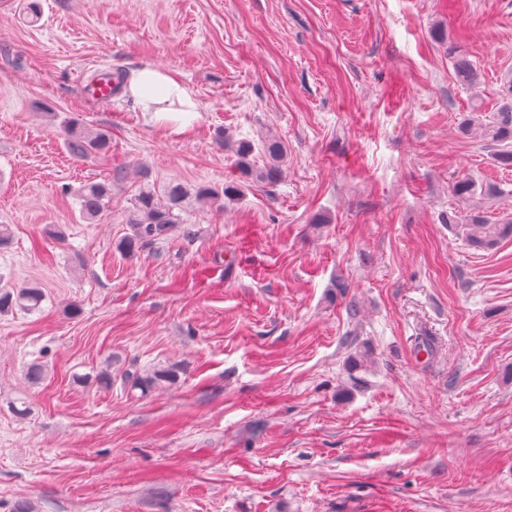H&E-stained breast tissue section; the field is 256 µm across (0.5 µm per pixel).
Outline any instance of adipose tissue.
Masks as SVG:
<instances>
[{
  "label": "adipose tissue",
  "mask_w": 512,
  "mask_h": 512,
  "mask_svg": "<svg viewBox=\"0 0 512 512\" xmlns=\"http://www.w3.org/2000/svg\"><path fill=\"white\" fill-rule=\"evenodd\" d=\"M128 90L156 123L181 131L197 117L192 93L170 72L151 66L133 71Z\"/></svg>",
  "instance_id": "obj_1"
}]
</instances>
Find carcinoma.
Masks as SVG:
<instances>
[{"label": "carcinoma", "instance_id": "obj_1", "mask_svg": "<svg viewBox=\"0 0 512 512\" xmlns=\"http://www.w3.org/2000/svg\"><path fill=\"white\" fill-rule=\"evenodd\" d=\"M455 69L461 83L471 84L476 80V67L467 58L458 57L455 61ZM482 133L487 141L496 146L494 161L511 167L512 88L507 90L500 101L496 115L492 121L484 125ZM110 144V135L105 131L75 128H68L65 131V146L75 157L105 152ZM265 151L271 164L262 174V178L272 181L277 175L279 162L284 158L285 152L280 142L272 139L265 143ZM452 191L458 196L474 198L478 195V186L472 179L464 177L455 182ZM77 194L81 217L92 223L108 208L112 184L88 182L78 188ZM187 197L188 191L178 183L169 186L166 198L162 202L156 201L149 193L140 195L126 216V223L130 224V234L119 242L118 249L131 257L143 247L166 239L180 227L178 212L184 210ZM448 224L455 236L475 250L491 251L502 241L512 238V214H507L491 224L484 215V211L474 207L464 215L448 217ZM45 299L44 290L36 285L22 288L0 287V316H6L16 310L38 311ZM175 378L176 374L169 370H160L148 375L126 369L120 375L123 385L143 393L150 391L161 380L171 381Z\"/></svg>", "mask_w": 512, "mask_h": 512}]
</instances>
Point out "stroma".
<instances>
[{
  "label": "stroma",
  "instance_id": "35a3bbf8",
  "mask_svg": "<svg viewBox=\"0 0 512 512\" xmlns=\"http://www.w3.org/2000/svg\"><path fill=\"white\" fill-rule=\"evenodd\" d=\"M38 2L0 0V286L47 294L0 317V512H512V239L448 229L465 174L512 213V168L461 127L512 84V0ZM144 65L191 89L187 129L85 97ZM71 122L111 149L74 158ZM174 181L241 194L125 256L134 199ZM110 360L177 380L84 382ZM77 194L81 217L92 223L108 208L112 195V184L108 182L84 183L78 188Z\"/></svg>",
  "mask_w": 512,
  "mask_h": 512
}]
</instances>
